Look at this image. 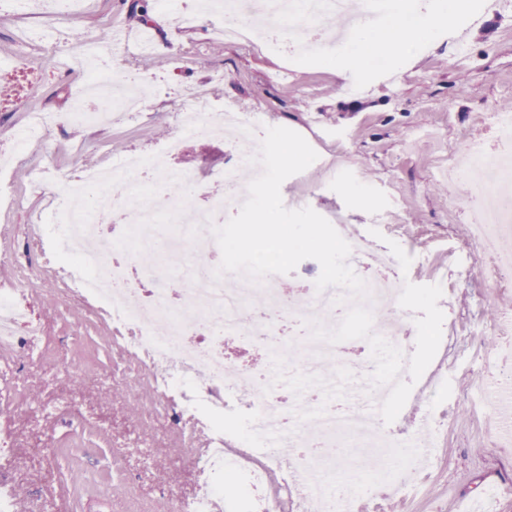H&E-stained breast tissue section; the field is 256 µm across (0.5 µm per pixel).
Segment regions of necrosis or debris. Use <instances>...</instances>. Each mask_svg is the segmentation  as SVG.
Here are the masks:
<instances>
[{
  "instance_id": "obj_1",
  "label": "necrosis or debris",
  "mask_w": 512,
  "mask_h": 512,
  "mask_svg": "<svg viewBox=\"0 0 512 512\" xmlns=\"http://www.w3.org/2000/svg\"><path fill=\"white\" fill-rule=\"evenodd\" d=\"M284 3L259 0L245 23L239 0H223L225 37L282 45L275 16ZM91 69L100 94L80 106L78 116L144 111L136 95H109L117 74L109 53L96 51ZM190 121L205 134L221 135L230 128L240 137L261 139L260 120L249 110L229 108L212 116L198 112L188 99L177 123L183 127ZM178 146L174 137L160 156L129 153L119 163L84 169L65 183L63 233L51 238L45 258L66 264L72 284L104 309L113 328L127 333L128 351L164 370L156 393L170 404L174 424L194 420L208 428L209 443L192 460L202 478L181 500L179 512H363L384 490L414 482L418 464L399 449L416 437L420 425H445L446 406L432 404L421 413L407 405L393 429L357 407L338 403L336 378L324 365L340 359L344 347L312 341L308 323L334 327L347 310L339 302L342 289L316 291V272L308 259L291 274L308 293L300 303L279 289L275 275L252 288H228L215 279L211 257L219 247L210 226L218 210L239 209L246 193L232 169L222 175L223 198L207 210L195 208L182 181L158 183L165 156ZM498 167L497 153L465 145L448 158V174L463 187L464 205L478 215L471 240L479 260L476 272L492 289L512 286V263L487 260L504 216L512 213V201L501 196ZM119 178L124 186L117 190L113 184ZM115 218L131 226L119 241L103 230ZM330 221L352 246L349 265L366 257L377 269L366 280L374 333L412 351L415 339L404 334L398 312L402 285L392 274L394 256L351 232L338 216ZM135 266L153 281L149 293L132 279ZM228 337L268 349L275 369L257 373L229 362L223 353ZM241 387L249 391V408L242 417L227 416L228 403ZM270 433L294 447L291 459L267 448ZM340 456L361 461V471H340Z\"/></svg>"
}]
</instances>
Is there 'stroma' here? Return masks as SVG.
Wrapping results in <instances>:
<instances>
[{"label":"stroma","instance_id":"obj_1","mask_svg":"<svg viewBox=\"0 0 512 512\" xmlns=\"http://www.w3.org/2000/svg\"><path fill=\"white\" fill-rule=\"evenodd\" d=\"M135 2L87 0L60 17L54 0L0 12V62L28 74L0 98V152L30 113L55 118L49 137L32 139L10 162L17 202L0 208V225L11 228L0 271L27 306L15 333L34 326L44 333L25 362L0 353V403L13 407L0 419V483L15 488L24 512H157L163 497H185L198 481L197 469L180 459L184 441L197 437L192 425L175 428L168 403L154 393L153 372L114 346L107 321L71 290L64 271L42 266L40 250L48 225L58 221L48 204L52 192L81 168L133 148L154 151L174 136L181 146L167 179L190 175L207 186L231 166L244 144L176 124L180 100L202 90L203 111L246 108L264 126L300 133L317 152L309 168L284 181L285 206L311 191L314 211L337 213L364 236L378 229L411 256L410 282L444 290V322L459 332L448 348L454 368L440 386L448 427L428 433L434 455L418 493L386 497L380 512H512V495L500 493L512 488V440L496 409L478 412L459 399L471 368L489 380L497 371L506 344L498 322L512 311V287L491 293L468 276L475 263L469 215L451 204L448 182V156L462 137L488 136L484 116L512 113V11L482 9L465 51L455 37L440 36L393 78L349 95L329 67L224 40L221 14H198L195 0H147L145 22L132 11ZM116 27L167 48L123 57L146 110L74 120L89 71L62 56L77 39ZM36 166L45 178L33 175ZM352 187L362 188L365 203L353 202ZM488 336L496 339L489 347ZM70 363L88 369L75 374Z\"/></svg>","mask_w":512,"mask_h":512}]
</instances>
